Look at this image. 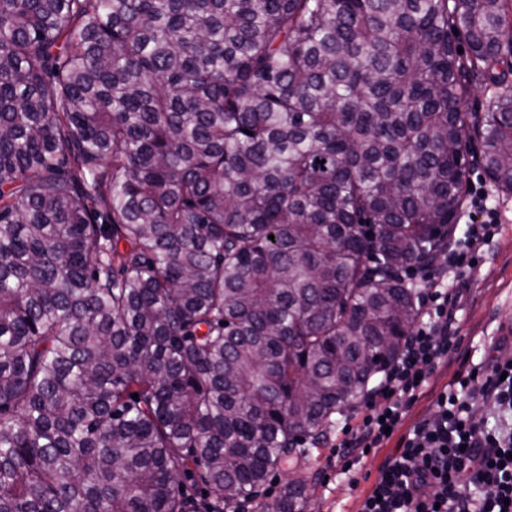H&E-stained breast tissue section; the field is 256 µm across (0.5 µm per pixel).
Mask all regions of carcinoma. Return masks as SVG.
<instances>
[{"instance_id":"carcinoma-1","label":"carcinoma","mask_w":512,"mask_h":512,"mask_svg":"<svg viewBox=\"0 0 512 512\" xmlns=\"http://www.w3.org/2000/svg\"><path fill=\"white\" fill-rule=\"evenodd\" d=\"M510 43L512 0H0V512H236L319 447L472 140L512 193ZM493 92V88L485 89L480 85L471 88V92L464 103V110L467 113V120L469 122L483 116L486 101L492 96Z\"/></svg>"}]
</instances>
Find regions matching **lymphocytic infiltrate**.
<instances>
[{
	"label": "lymphocytic infiltrate",
	"instance_id": "1",
	"mask_svg": "<svg viewBox=\"0 0 512 512\" xmlns=\"http://www.w3.org/2000/svg\"><path fill=\"white\" fill-rule=\"evenodd\" d=\"M487 200L484 188L473 187V218L464 237L446 249L439 270L411 268V278L425 283L417 322L399 357L350 409L331 442L352 488L366 454H386L358 512H512L511 356L498 354L475 366L461 362L433 415L407 434L399 432L439 363L459 347L456 319L463 293L449 291L447 281L463 279L464 269L487 256L501 231L499 214ZM477 398L496 410L495 426L473 416L470 403Z\"/></svg>",
	"mask_w": 512,
	"mask_h": 512
}]
</instances>
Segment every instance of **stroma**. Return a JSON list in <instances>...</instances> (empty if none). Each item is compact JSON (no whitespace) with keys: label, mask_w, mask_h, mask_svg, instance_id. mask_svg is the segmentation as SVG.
<instances>
[{"label":"stroma","mask_w":512,"mask_h":512,"mask_svg":"<svg viewBox=\"0 0 512 512\" xmlns=\"http://www.w3.org/2000/svg\"><path fill=\"white\" fill-rule=\"evenodd\" d=\"M468 181L483 183L492 203L500 213L501 235L488 257L468 274L470 290L463 298L457 317L458 354L450 355L440 363L430 379L425 396L413 408L405 421L415 422L430 407L435 396L448 384L459 367V355H467L473 362L486 360L492 337L512 326V194L500 191L484 173L480 163H473L467 174ZM328 449L317 448L299 468L290 467L270 474L261 496H273L286 484L298 477L315 474L316 479L307 490L308 512H355L357 502L367 483L350 489L341 475V468L328 465Z\"/></svg>","instance_id":"obj_1"}]
</instances>
